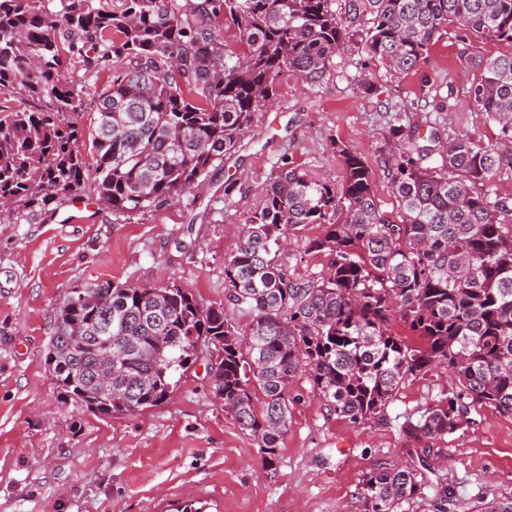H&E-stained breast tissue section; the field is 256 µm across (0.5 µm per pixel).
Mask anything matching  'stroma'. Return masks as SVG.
Here are the masks:
<instances>
[{
    "instance_id": "obj_1",
    "label": "stroma",
    "mask_w": 512,
    "mask_h": 512,
    "mask_svg": "<svg viewBox=\"0 0 512 512\" xmlns=\"http://www.w3.org/2000/svg\"><path fill=\"white\" fill-rule=\"evenodd\" d=\"M510 53V43L452 25L418 71L393 78L369 66L371 95L346 79L353 57L335 59L334 80L320 87L280 77L274 106L256 114L196 196L128 219L94 202L65 205L47 224H0V512H181L188 501L202 512H360L363 473L426 449L448 473V512L512 495V416L482 407L439 440L403 431L456 391L442 369L406 379L385 421L365 426L331 414L310 378L297 377L291 423L269 465L225 412L206 347L164 403L112 418L65 398L46 363L54 310L74 287L173 282L200 303L224 302V255L282 163L337 182L340 148L361 152L380 207L399 220L382 167L389 125L494 143L499 127L469 91L482 77L477 58Z\"/></svg>"
}]
</instances>
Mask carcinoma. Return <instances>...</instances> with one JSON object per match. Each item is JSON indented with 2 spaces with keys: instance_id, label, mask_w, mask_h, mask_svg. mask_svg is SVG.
Instances as JSON below:
<instances>
[{
  "instance_id": "obj_1",
  "label": "carcinoma",
  "mask_w": 512,
  "mask_h": 512,
  "mask_svg": "<svg viewBox=\"0 0 512 512\" xmlns=\"http://www.w3.org/2000/svg\"><path fill=\"white\" fill-rule=\"evenodd\" d=\"M450 24L512 43V0H0V101L27 102L0 104V223L46 224L87 188L115 216L178 202L235 153L281 75L321 86L354 49L391 75L413 72ZM226 26L239 41L224 40ZM479 65L469 97L498 124L497 144L390 126L383 164L400 222L357 152L339 150L337 185L284 165L224 256L226 303L175 283L86 284L93 300L55 308L50 346L73 345L51 367L57 386L93 414H134L166 401L199 341L218 344L216 394L269 464L300 373L358 426L439 367L457 390L407 433L441 439L482 406L512 415V200L475 191L512 172V54ZM104 69L112 85L94 96L85 152L89 81ZM306 224L323 226L309 250L330 262L298 275L288 236ZM395 317L417 342L391 330ZM360 489L363 512H405L429 494L446 502L448 477L426 455L369 470Z\"/></svg>"
}]
</instances>
